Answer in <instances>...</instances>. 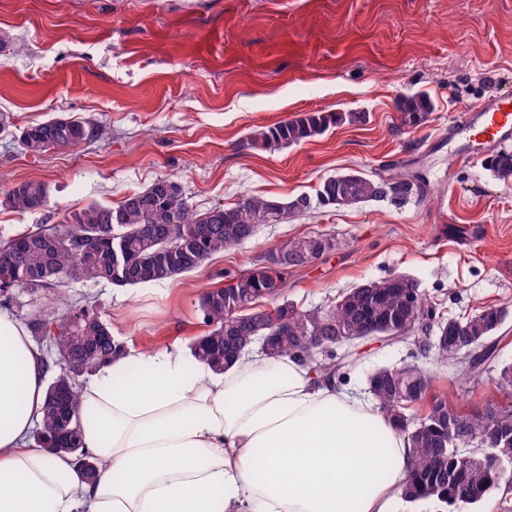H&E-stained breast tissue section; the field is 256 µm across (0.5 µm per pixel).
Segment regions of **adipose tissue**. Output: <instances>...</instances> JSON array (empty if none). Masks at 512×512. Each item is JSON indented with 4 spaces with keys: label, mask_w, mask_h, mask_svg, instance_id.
I'll return each instance as SVG.
<instances>
[{
    "label": "adipose tissue",
    "mask_w": 512,
    "mask_h": 512,
    "mask_svg": "<svg viewBox=\"0 0 512 512\" xmlns=\"http://www.w3.org/2000/svg\"><path fill=\"white\" fill-rule=\"evenodd\" d=\"M45 357L0 308V512H392L412 452L356 390L293 358L215 373L176 346L124 351L81 387L97 475L30 437Z\"/></svg>",
    "instance_id": "obj_1"
}]
</instances>
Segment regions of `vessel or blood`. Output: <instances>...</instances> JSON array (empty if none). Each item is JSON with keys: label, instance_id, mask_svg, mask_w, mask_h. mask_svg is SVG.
I'll return each mask as SVG.
<instances>
[{"label": "vessel or blood", "instance_id": "1", "mask_svg": "<svg viewBox=\"0 0 512 512\" xmlns=\"http://www.w3.org/2000/svg\"><path fill=\"white\" fill-rule=\"evenodd\" d=\"M453 135L464 134L482 152L512 146V97L499 96L456 113L449 125Z\"/></svg>", "mask_w": 512, "mask_h": 512}]
</instances>
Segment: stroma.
I'll return each instance as SVG.
<instances>
[{
    "mask_svg": "<svg viewBox=\"0 0 512 512\" xmlns=\"http://www.w3.org/2000/svg\"><path fill=\"white\" fill-rule=\"evenodd\" d=\"M0 237L60 223L92 203L114 204L160 178L177 179L194 208L240 195L314 194L324 178L388 167L425 176L422 200L319 209L261 226L238 250L172 280L119 287L69 281L128 346H190L203 332L198 300L226 275L260 267L280 242L309 234L338 246L289 270L296 308L330 309L367 280L414 278L437 319L512 305V179L458 161L455 112L512 95V0H0ZM424 92L418 126L396 109ZM304 112H362L298 145L251 144L258 129ZM55 116L105 125V138L35 156L18 136ZM44 183V209L19 213L12 186ZM420 338L363 342L349 384L381 365L417 364L434 393L477 410L505 401L490 386L421 357Z\"/></svg>",
    "mask_w": 512,
    "mask_h": 512,
    "instance_id": "obj_1",
    "label": "stroma"
}]
</instances>
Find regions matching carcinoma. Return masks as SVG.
Instances as JSON below:
<instances>
[{
  "mask_svg": "<svg viewBox=\"0 0 512 512\" xmlns=\"http://www.w3.org/2000/svg\"><path fill=\"white\" fill-rule=\"evenodd\" d=\"M432 102L425 93L402 98L398 111L404 124L419 125ZM365 121L359 112H308L251 137L269 151L300 144L322 135L330 126ZM102 124L55 117L22 129L21 143L32 155L77 146L89 138H102ZM487 169L499 179L512 178V152L491 155ZM426 182L413 173L399 172L377 179L353 170L327 177L312 195L265 198L245 194L231 205L197 211L189 205L181 183L161 178L148 188L124 196L115 205L92 203L75 211L61 224L37 226L0 240V297L8 302L17 288L53 292L50 306L32 313L27 325L33 337L47 338L54 350L46 364V386L41 427L34 439L50 453L56 439L67 440L77 468L87 458L82 450L80 386L85 375L124 349L107 323L82 306L69 303L63 284L72 279L107 281L115 286L154 284L188 274L210 257L239 248L264 224H281L290 216L332 206H356L371 201L402 205L421 198ZM45 184L27 181L13 186L5 203L20 212L47 205ZM336 248V240L323 234L287 239L275 249L276 258L243 274H228L224 285L205 291L199 310L208 330L191 345L196 360L222 372L235 361L240 345L267 341L271 356L283 358L305 353V341L317 334L339 336L318 357L308 359L313 371L328 382L349 378L345 356L369 336L386 333L410 338L432 335L422 352L433 354L438 367L459 363L454 337L475 340L473 350L497 345V329L512 316V307H488L471 316L446 321L436 319L414 279L390 276L369 280L340 296L329 310H298L284 297L288 269L305 265L311 253ZM416 290V300L403 301L404 290ZM69 359L71 368L62 367ZM463 377L473 387L491 380L501 393L512 392V365L484 364L466 369ZM432 376L422 367L407 371L384 365L366 379L364 393L413 448V465L400 498L416 504L433 501L443 512L471 508L512 480V447L486 448L483 420L448 397L431 394ZM500 431L512 436V403L495 404ZM501 464L490 463L491 456Z\"/></svg>",
  "mask_w": 512,
  "mask_h": 512,
  "instance_id": "cac0c4a2",
  "label": "carcinoma"
}]
</instances>
